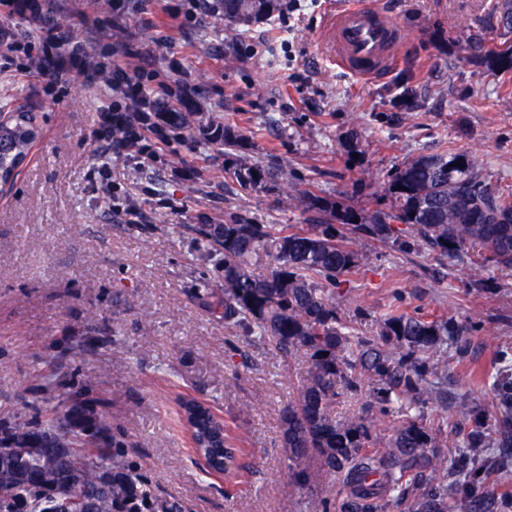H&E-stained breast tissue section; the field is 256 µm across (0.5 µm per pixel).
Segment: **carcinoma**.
<instances>
[{
    "label": "carcinoma",
    "instance_id": "carcinoma-1",
    "mask_svg": "<svg viewBox=\"0 0 512 512\" xmlns=\"http://www.w3.org/2000/svg\"><path fill=\"white\" fill-rule=\"evenodd\" d=\"M222 18L245 27L277 10L278 0H219ZM501 48L492 63L512 70V0H501ZM97 139L132 156L149 136L163 147L194 153L200 141L190 130L194 112H113ZM40 135L34 117L19 113L0 128V172L9 176ZM206 145L218 150L232 140L217 117L203 125ZM462 166H456V163ZM240 186L254 189L288 169L270 173L257 162L229 171ZM395 212L378 213L365 232L387 238L391 222L406 225L418 241L446 254L478 245L512 266V229L483 217L512 212V188L493 190L476 162L448 151L421 154L390 175ZM207 248L206 259L224 274V288L211 289L210 309L226 327L258 336L284 355L300 353L307 378L281 417L287 449V476L298 487L330 477L324 497L339 498V512H389L400 503L407 512H509L512 497L497 491L491 476L497 462L512 457V365L496 375L494 412L458 401L462 422L449 431L433 428L424 408L443 403L448 384L445 362L433 353L448 343L465 348L467 328L448 318L391 314L376 336H356L336 307L340 276L371 264L352 249L344 232L318 224L309 234L276 235L271 224H256L230 212L222 224H188ZM267 265L263 275L254 266ZM364 395L361 410L336 412L341 400ZM187 423L204 445L222 437V422L190 399L179 402ZM397 425L385 434L382 425ZM82 407L54 413L45 421L17 416L13 433L0 437V512H182L175 501L158 499L137 468L123 459L121 444L108 428L87 430ZM464 448L448 463V444Z\"/></svg>",
    "mask_w": 512,
    "mask_h": 512
}]
</instances>
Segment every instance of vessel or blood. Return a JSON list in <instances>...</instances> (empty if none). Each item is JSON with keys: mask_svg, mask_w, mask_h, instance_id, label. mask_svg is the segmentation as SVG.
I'll list each match as a JSON object with an SVG mask.
<instances>
[{"mask_svg": "<svg viewBox=\"0 0 512 512\" xmlns=\"http://www.w3.org/2000/svg\"><path fill=\"white\" fill-rule=\"evenodd\" d=\"M325 29L337 65L361 78L384 74L402 39L393 17L374 8L337 5Z\"/></svg>", "mask_w": 512, "mask_h": 512, "instance_id": "b4317fda", "label": "vessel or blood"}]
</instances>
